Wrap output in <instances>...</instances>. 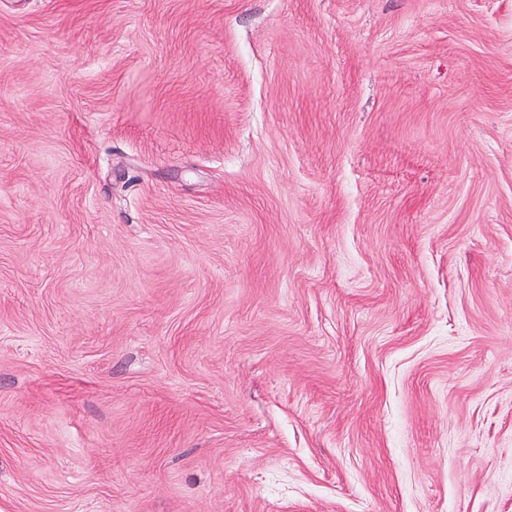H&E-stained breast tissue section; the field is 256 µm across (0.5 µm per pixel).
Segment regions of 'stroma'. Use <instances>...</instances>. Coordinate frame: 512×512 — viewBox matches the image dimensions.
Segmentation results:
<instances>
[{"instance_id":"obj_1","label":"stroma","mask_w":512,"mask_h":512,"mask_svg":"<svg viewBox=\"0 0 512 512\" xmlns=\"http://www.w3.org/2000/svg\"><path fill=\"white\" fill-rule=\"evenodd\" d=\"M0 512H512V0H0Z\"/></svg>"}]
</instances>
